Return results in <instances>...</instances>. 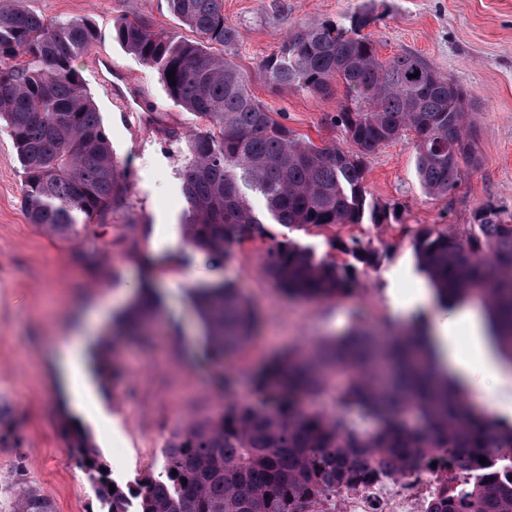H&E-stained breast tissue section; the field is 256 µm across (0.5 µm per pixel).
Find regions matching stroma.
I'll return each mask as SVG.
<instances>
[{
  "mask_svg": "<svg viewBox=\"0 0 512 512\" xmlns=\"http://www.w3.org/2000/svg\"><path fill=\"white\" fill-rule=\"evenodd\" d=\"M47 27L90 19L97 39L75 62L126 174L125 205L110 223L76 225L53 235L30 224L22 205L23 168L5 124L0 123V414L10 426L0 438V485L34 489L56 512H100L92 484L60 432L62 421L91 436L111 478L130 485L159 471L166 440L185 423L222 412L226 399L248 397L251 377L265 362L291 348L339 336L361 326L383 336L406 325L393 305L425 287L413 253L421 228L468 233L477 210L491 206L512 223V0H224V17L238 31L225 50L251 78V90L273 118L319 147L350 149L334 114L343 90L320 98L272 89L258 74L263 59L277 52L304 24L342 19L361 8L374 11L370 33L381 59L412 52L440 75L467 90L477 158L450 193L433 196L416 169L414 132L380 146L365 160L367 202L383 223L288 229L271 225L316 257L332 255L333 241L358 238L372 249V265L358 269V283L333 299H299L277 288L267 275L263 242L230 254L188 247L182 222L186 204L181 171L189 157L187 137L204 120L175 103L160 74L119 44L116 20L147 22L192 38L168 0H24ZM111 60L148 106L124 112L106 92L96 69ZM100 262L80 256L90 247ZM229 283L249 302L257 324L251 337L216 366L205 356L197 310L189 290ZM156 289L161 309L154 340L144 347L113 338V319L139 286ZM93 321L99 339H114L108 368L99 370L95 402L85 410L71 396L56 367L60 343ZM233 378L224 389L220 377Z\"/></svg>",
  "mask_w": 512,
  "mask_h": 512,
  "instance_id": "35a3bbf8",
  "label": "stroma"
}]
</instances>
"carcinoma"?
Here are the masks:
<instances>
[{
    "mask_svg": "<svg viewBox=\"0 0 512 512\" xmlns=\"http://www.w3.org/2000/svg\"><path fill=\"white\" fill-rule=\"evenodd\" d=\"M170 2L199 39L154 32L141 21H120L114 30L124 47L159 71L172 100L211 123L188 140L182 173L184 236L193 249L227 252L261 240L270 256L267 274L288 295L343 296L353 291L356 267L269 235L250 195L261 197L273 223L290 229L360 224L367 207L363 159L405 131L416 133L417 173L431 194H448L463 166L476 164L466 130L467 91L415 54L381 61L364 33L376 21L373 11L302 27L260 64L274 89L327 97L333 83L343 84L336 124L354 146L346 151L319 148L275 120L252 94L249 76L213 52L237 39L224 20V0ZM94 39L85 19L50 30L20 2L0 10V121L24 171L23 207L30 223L61 235L76 224L106 223L126 196L110 139L74 66ZM338 250L373 263L374 252L357 238ZM414 252L437 305L477 292L486 297L491 340L512 367V224L497 209L481 208L469 234L425 228ZM192 300L215 358L250 337L252 309L231 285L196 288ZM159 311L153 289H139L115 319L113 335L149 340L147 323ZM338 373L347 383L337 392V412L305 409L302 397L328 390ZM252 385L257 400L233 401L217 418L182 427L158 474L126 490H110L114 480L101 472L104 463L84 430L66 423L62 433L105 512H129L131 497L138 512H327L336 487L363 485L377 474L370 464H354L361 453L372 461L388 453L400 474L424 449L436 448L446 466L491 473L502 449L512 448L511 420L475 412L459 386L433 376L421 315L383 341L352 328L307 353L291 349L254 374ZM352 407L370 427L348 422ZM0 505L4 512H55L33 492ZM432 512H512V482L493 492L482 483H460Z\"/></svg>",
    "mask_w": 512,
    "mask_h": 512,
    "instance_id": "obj_1",
    "label": "carcinoma"
}]
</instances>
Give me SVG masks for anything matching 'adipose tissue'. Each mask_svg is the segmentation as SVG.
<instances>
[{
  "mask_svg": "<svg viewBox=\"0 0 512 512\" xmlns=\"http://www.w3.org/2000/svg\"><path fill=\"white\" fill-rule=\"evenodd\" d=\"M458 321L466 323L472 337L480 341L476 364L465 362L457 353L453 330ZM483 327L482 316L474 309L459 310L452 319L439 315L433 321L430 342L437 354L439 371L452 376L459 384H470L478 374L492 378L496 386L484 391L483 400L489 411L506 418L512 416V397L504 393L506 387L512 386V372L502 363L494 346L483 340ZM85 341V336L76 335L59 348L58 365L62 379L73 394L91 388L90 371L84 359Z\"/></svg>",
  "mask_w": 512,
  "mask_h": 512,
  "instance_id": "obj_1",
  "label": "adipose tissue"
}]
</instances>
